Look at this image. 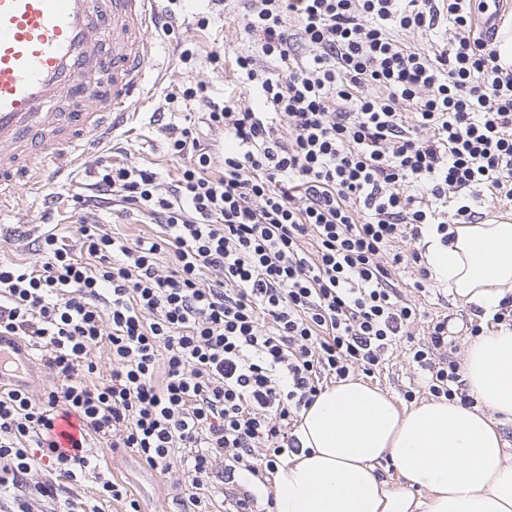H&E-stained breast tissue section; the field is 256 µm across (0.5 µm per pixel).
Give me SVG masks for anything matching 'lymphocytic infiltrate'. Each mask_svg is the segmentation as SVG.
<instances>
[{"label":"lymphocytic infiltrate","mask_w":512,"mask_h":512,"mask_svg":"<svg viewBox=\"0 0 512 512\" xmlns=\"http://www.w3.org/2000/svg\"><path fill=\"white\" fill-rule=\"evenodd\" d=\"M484 0H245L240 24L264 56L286 63L270 77L254 56L235 67L256 103L184 101L224 132V155L192 125L162 127L184 164L175 180L147 165L105 164L82 206L112 195L160 228L134 243L80 220L87 260L43 234L33 262L0 263V346L39 347L55 384L41 398L0 391V512H32L54 485L42 467L78 484L100 470L93 444L134 453L163 472L182 468L199 492L216 465L237 482V512H252L246 484L298 452L288 429L326 378L374 372L417 318L393 276L415 265L406 249L424 226L474 224L468 191L512 203V67L478 31ZM296 23L288 32L286 19ZM445 28L425 53L401 32ZM307 58L290 64L292 48ZM413 112L416 128L403 120ZM427 138H420L419 130ZM215 276L205 284L204 274ZM108 343L106 381L90 353ZM447 319L412 347L429 393L470 403ZM75 418L60 446L55 420Z\"/></svg>","instance_id":"f902f5d3"}]
</instances>
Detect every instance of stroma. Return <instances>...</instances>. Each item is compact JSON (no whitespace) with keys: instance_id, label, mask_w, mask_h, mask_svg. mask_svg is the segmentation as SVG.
I'll list each match as a JSON object with an SVG mask.
<instances>
[{"instance_id":"stroma-1","label":"stroma","mask_w":512,"mask_h":512,"mask_svg":"<svg viewBox=\"0 0 512 512\" xmlns=\"http://www.w3.org/2000/svg\"><path fill=\"white\" fill-rule=\"evenodd\" d=\"M241 8L240 0H184L174 17L167 20L169 32L158 36L162 74L140 100L130 127L107 142L101 156L76 167L54 202L46 204L30 197L25 190L16 191L13 208L0 213V260H32L33 240L47 231L67 236L72 253L81 255V244L73 235L76 199L87 185L96 182L101 164L143 163L156 168L162 176H176L183 162L168 155L160 128L167 114H174L179 121L187 115L188 110L179 99L180 93L202 84L218 104L228 96L249 97L251 87L238 82L230 65L231 59L241 53L255 55L262 69L276 68L275 62L261 57L254 40L243 32L238 18ZM187 48L193 50L194 57L184 63L180 56ZM214 54L224 58V67L211 63L210 57ZM94 214L105 221L108 233L131 242L154 236L157 231L148 218L125 211L119 205L95 209ZM416 278V269L408 266L400 270L395 282L400 300L417 305L419 309L416 321L407 328L414 342H426L428 326L438 317L447 318L460 333L462 326L478 324L474 308L462 305L448 289L436 286L426 293L417 292L413 287ZM468 342V336L461 333L456 342L455 360L463 359ZM354 376L388 391L402 405L411 392L415 393L417 401L429 398L424 388V373L402 343L388 353L377 371L366 375L358 370ZM95 453L106 461L112 476L124 482L139 499L142 512H188V497L193 489L181 471L165 473L143 467L129 453L112 450L104 444L97 447Z\"/></svg>"}]
</instances>
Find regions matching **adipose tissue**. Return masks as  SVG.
<instances>
[{
	"mask_svg": "<svg viewBox=\"0 0 512 512\" xmlns=\"http://www.w3.org/2000/svg\"><path fill=\"white\" fill-rule=\"evenodd\" d=\"M422 240L438 284L484 317L512 295V223L454 224ZM475 403L433 399L398 406L356 379L326 387L299 413L300 451L271 477L272 512H512V327L471 339L460 368ZM388 460L399 477L377 472ZM424 497H417V490Z\"/></svg>",
	"mask_w": 512,
	"mask_h": 512,
	"instance_id": "ef3b65f1",
	"label": "adipose tissue"
}]
</instances>
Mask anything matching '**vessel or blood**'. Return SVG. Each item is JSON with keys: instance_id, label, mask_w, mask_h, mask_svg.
<instances>
[{"instance_id": "1", "label": "vessel or blood", "mask_w": 512, "mask_h": 512, "mask_svg": "<svg viewBox=\"0 0 512 512\" xmlns=\"http://www.w3.org/2000/svg\"><path fill=\"white\" fill-rule=\"evenodd\" d=\"M159 0H0V209L125 128L157 62Z\"/></svg>"}]
</instances>
